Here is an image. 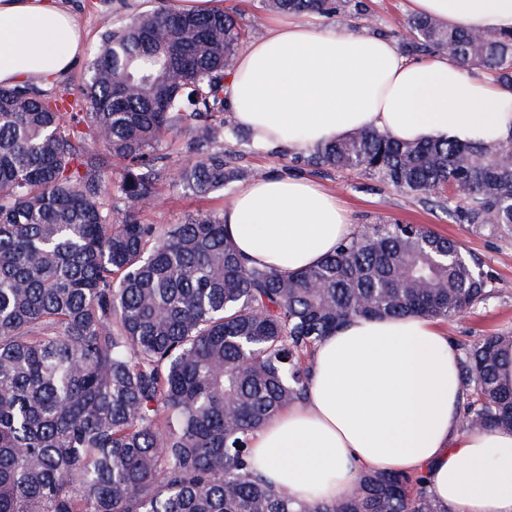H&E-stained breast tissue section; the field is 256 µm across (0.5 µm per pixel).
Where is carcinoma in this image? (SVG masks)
Instances as JSON below:
<instances>
[{
  "label": "carcinoma",
  "mask_w": 512,
  "mask_h": 512,
  "mask_svg": "<svg viewBox=\"0 0 512 512\" xmlns=\"http://www.w3.org/2000/svg\"><path fill=\"white\" fill-rule=\"evenodd\" d=\"M262 9L351 19L365 0H261ZM409 55L450 51L512 87V31L407 21ZM236 12L160 6L112 20L69 103L0 87V512H447L422 477L365 473L342 503L266 483L250 441L304 399L316 344L353 317L463 318L490 276L424 226L375 224L294 276L249 266L208 213L163 235L141 215L183 137L172 186L206 196L258 174L226 143L224 78ZM98 143L105 155L87 151ZM293 162L357 171L458 224L512 236V142H406L364 129ZM512 333L462 346L474 430L512 427L501 380Z\"/></svg>",
  "instance_id": "carcinoma-1"
}]
</instances>
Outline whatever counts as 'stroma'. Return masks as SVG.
Segmentation results:
<instances>
[{
  "mask_svg": "<svg viewBox=\"0 0 512 512\" xmlns=\"http://www.w3.org/2000/svg\"><path fill=\"white\" fill-rule=\"evenodd\" d=\"M370 16L352 19L351 28L363 30H402L410 17L405 0H367ZM84 33V46L70 72L56 82L57 93L77 87L86 76L88 65L101 45V35L115 16L151 10L159 0H69ZM238 162L260 175L303 176L333 192L347 209L355 229L370 224H423L440 236L460 243L465 254L477 260L491 277L490 299L477 305L462 320L451 319L442 327L456 344L469 343L482 336L512 332V239L476 233L468 225L455 223L446 209L403 193L378 179L351 171L319 174L293 163L285 149L259 150L241 145ZM160 196L144 214L145 223L167 230L189 219L220 212L238 191L224 188L204 197H195L173 188L169 180L159 184Z\"/></svg>",
  "mask_w": 512,
  "mask_h": 512,
  "instance_id": "obj_1",
  "label": "stroma"
}]
</instances>
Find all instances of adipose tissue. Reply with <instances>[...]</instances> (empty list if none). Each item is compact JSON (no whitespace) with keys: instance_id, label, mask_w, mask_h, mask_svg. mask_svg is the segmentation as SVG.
<instances>
[{"instance_id":"obj_1","label":"adipose tissue","mask_w":512,"mask_h":512,"mask_svg":"<svg viewBox=\"0 0 512 512\" xmlns=\"http://www.w3.org/2000/svg\"><path fill=\"white\" fill-rule=\"evenodd\" d=\"M417 14L480 32L512 29V0H408ZM82 36L65 0H0V86L66 75ZM256 147L310 152L371 128L403 141L474 147L512 140V90L448 53L404 56L348 27L273 21L224 80ZM224 231L248 263L288 277L354 233L334 195L302 177L266 176L225 206ZM456 344L433 319L352 318L317 345L306 398L253 436L269 484L302 500L351 498L360 473L423 476L447 512H512V429L467 430Z\"/></svg>"}]
</instances>
